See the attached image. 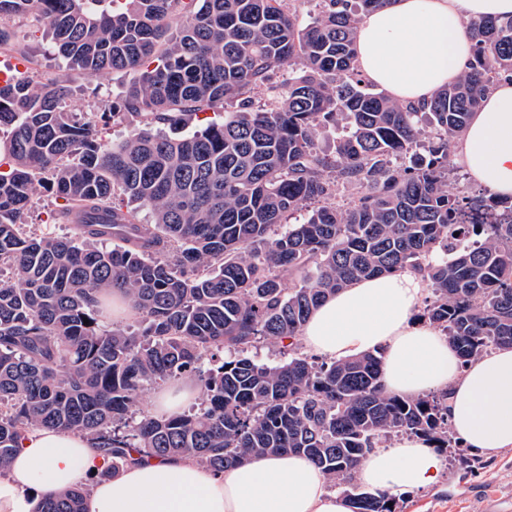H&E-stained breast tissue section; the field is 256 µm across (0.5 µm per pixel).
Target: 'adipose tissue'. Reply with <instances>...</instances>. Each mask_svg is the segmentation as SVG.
Segmentation results:
<instances>
[{
    "instance_id": "adipose-tissue-1",
    "label": "adipose tissue",
    "mask_w": 512,
    "mask_h": 512,
    "mask_svg": "<svg viewBox=\"0 0 512 512\" xmlns=\"http://www.w3.org/2000/svg\"><path fill=\"white\" fill-rule=\"evenodd\" d=\"M512 16V0H389L357 25L356 64L401 104L429 102L470 58V20ZM452 161L493 196L512 199V81H497L455 140ZM425 296L409 270L355 282L329 295L299 336L315 355L342 360L383 350L387 392L448 394V421L471 454L512 448V346L461 364L448 339L416 313ZM107 459L79 432L27 430L6 478L0 512H34L36 493L81 486ZM444 459L416 439L377 448L357 477L372 492L407 494L437 483ZM84 512H352L325 475L297 454L254 455L217 472L189 458L145 457L96 482Z\"/></svg>"
}]
</instances>
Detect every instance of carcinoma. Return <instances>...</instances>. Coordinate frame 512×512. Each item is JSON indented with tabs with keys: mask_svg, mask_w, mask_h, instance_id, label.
<instances>
[{
	"mask_svg": "<svg viewBox=\"0 0 512 512\" xmlns=\"http://www.w3.org/2000/svg\"><path fill=\"white\" fill-rule=\"evenodd\" d=\"M283 2L0 0V48L25 55L6 20L30 17L70 72L139 71L106 112L73 111L66 81L36 71L0 85V475L21 435L46 426L85 434L111 460L104 479L136 456L221 471L294 453L353 512H399L359 488L357 468L400 433L450 447L447 395L386 393L380 352H300L313 309L410 268L428 283L417 318L462 362L512 345V203L472 191L452 162L469 113L512 77V16L472 20L466 70L417 109L356 71L358 21L386 0H321L303 28ZM258 86L270 104L250 100ZM208 111L224 120L161 131ZM117 123L130 135L105 140ZM325 123L339 130L332 159L317 144ZM38 186L70 235L26 230ZM114 291L137 331L102 324ZM261 340L286 359L251 357ZM182 378L199 385L198 407L138 414L146 387ZM83 499L73 488L36 512H83Z\"/></svg>",
	"mask_w": 512,
	"mask_h": 512,
	"instance_id": "carcinoma-1",
	"label": "carcinoma"
}]
</instances>
